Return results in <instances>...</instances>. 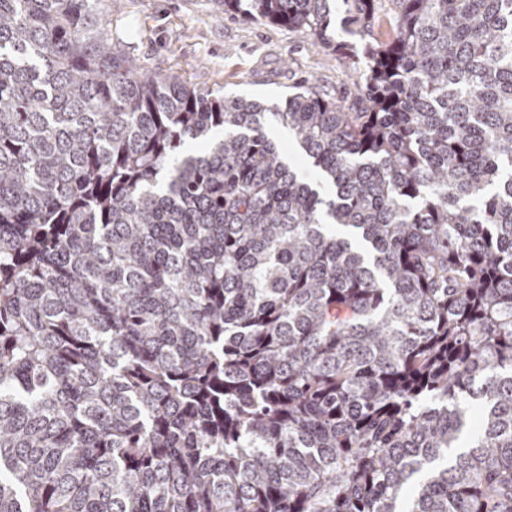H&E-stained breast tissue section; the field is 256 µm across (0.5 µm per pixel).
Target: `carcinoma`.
I'll use <instances>...</instances> for the list:
<instances>
[{"label": "carcinoma", "instance_id": "obj_1", "mask_svg": "<svg viewBox=\"0 0 512 512\" xmlns=\"http://www.w3.org/2000/svg\"><path fill=\"white\" fill-rule=\"evenodd\" d=\"M342 4L355 112L0 0V512H512V0ZM273 136L278 140L283 156L288 160V163L295 168L301 175L311 181H315L316 173L309 163L307 157L295 145L291 138L288 137V132L282 128H271Z\"/></svg>", "mask_w": 512, "mask_h": 512}]
</instances>
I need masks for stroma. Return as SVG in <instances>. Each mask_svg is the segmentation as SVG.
<instances>
[{
	"label": "stroma",
	"mask_w": 512,
	"mask_h": 512,
	"mask_svg": "<svg viewBox=\"0 0 512 512\" xmlns=\"http://www.w3.org/2000/svg\"><path fill=\"white\" fill-rule=\"evenodd\" d=\"M96 9L142 64L198 89L272 105L315 80L332 99H355L346 52L303 29L225 12L224 0H98Z\"/></svg>",
	"instance_id": "35a3bbf8"
}]
</instances>
